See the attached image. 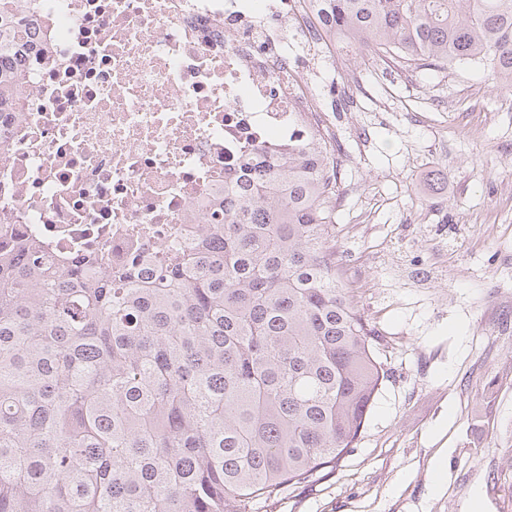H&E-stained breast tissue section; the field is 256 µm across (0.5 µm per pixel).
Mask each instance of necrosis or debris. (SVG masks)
Here are the masks:
<instances>
[{"label":"necrosis or debris","mask_w":512,"mask_h":512,"mask_svg":"<svg viewBox=\"0 0 512 512\" xmlns=\"http://www.w3.org/2000/svg\"><path fill=\"white\" fill-rule=\"evenodd\" d=\"M28 36L42 56L0 114V241L58 261L155 266L246 155L330 135L301 79L328 46L312 0H40Z\"/></svg>","instance_id":"1"}]
</instances>
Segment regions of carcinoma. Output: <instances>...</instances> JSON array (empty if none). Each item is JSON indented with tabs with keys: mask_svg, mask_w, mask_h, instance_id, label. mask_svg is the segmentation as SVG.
Wrapping results in <instances>:
<instances>
[{
	"mask_svg": "<svg viewBox=\"0 0 512 512\" xmlns=\"http://www.w3.org/2000/svg\"><path fill=\"white\" fill-rule=\"evenodd\" d=\"M321 2L360 51L512 87V0ZM37 10L0 0V113ZM335 151L244 158L148 281L0 246V512H248L336 469L386 376L336 270Z\"/></svg>",
	"mask_w": 512,
	"mask_h": 512,
	"instance_id": "carcinoma-1",
	"label": "carcinoma"
}]
</instances>
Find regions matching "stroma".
I'll return each mask as SVG.
<instances>
[{
    "mask_svg": "<svg viewBox=\"0 0 512 512\" xmlns=\"http://www.w3.org/2000/svg\"><path fill=\"white\" fill-rule=\"evenodd\" d=\"M314 82L336 266L388 378L336 471L251 512H512V88L339 48Z\"/></svg>",
    "mask_w": 512,
    "mask_h": 512,
    "instance_id": "35a3bbf8",
    "label": "stroma"
}]
</instances>
